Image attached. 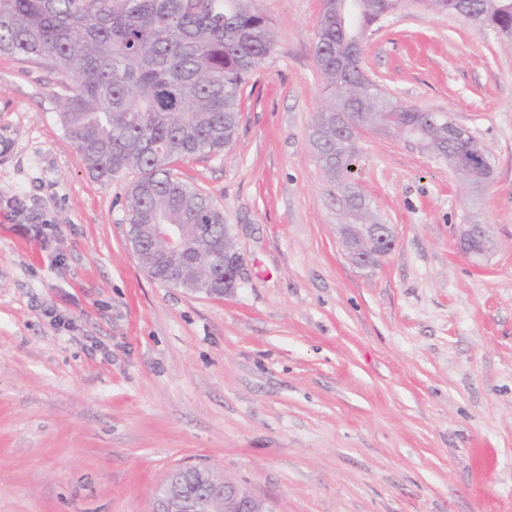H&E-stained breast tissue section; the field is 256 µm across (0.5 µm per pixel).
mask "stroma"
Returning <instances> with one entry per match:
<instances>
[{"instance_id": "obj_1", "label": "stroma", "mask_w": 512, "mask_h": 512, "mask_svg": "<svg viewBox=\"0 0 512 512\" xmlns=\"http://www.w3.org/2000/svg\"><path fill=\"white\" fill-rule=\"evenodd\" d=\"M274 48L236 137L175 174L243 258L224 297L150 277L129 241L133 177L92 179L48 64L0 55V512H150L205 466L276 512H512V47L402 0L363 68L487 149L477 192L400 137L362 133L353 179L394 250L345 259L309 141L327 93L322 0H252ZM485 224L487 255L460 251ZM487 226L485 224H460L458 236L461 249L474 255L489 253L493 247V239Z\"/></svg>"}]
</instances>
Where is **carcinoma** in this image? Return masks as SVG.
<instances>
[{
    "label": "carcinoma",
    "instance_id": "1",
    "mask_svg": "<svg viewBox=\"0 0 512 512\" xmlns=\"http://www.w3.org/2000/svg\"><path fill=\"white\" fill-rule=\"evenodd\" d=\"M380 2L338 0L341 18L314 38V47L328 52L320 72L331 100L314 116L324 132L313 150L353 224L367 223L370 209L352 180L356 141L336 133V110L363 113L367 130L399 124L419 133L423 122L444 121L361 82L362 60L336 65V47L363 42L383 18ZM471 3L512 42V0ZM273 47L267 17L243 0H0V54L45 58L71 82L57 110L88 173L103 182L137 174L128 223L185 225L177 252L151 239L139 247L144 268L172 288L175 273L198 270L206 253L224 248L223 215L174 176L173 164L232 144L242 87ZM426 144L429 155L457 171L458 146L438 127L426 130ZM170 474L191 492L205 482L177 468Z\"/></svg>",
    "mask_w": 512,
    "mask_h": 512
}]
</instances>
